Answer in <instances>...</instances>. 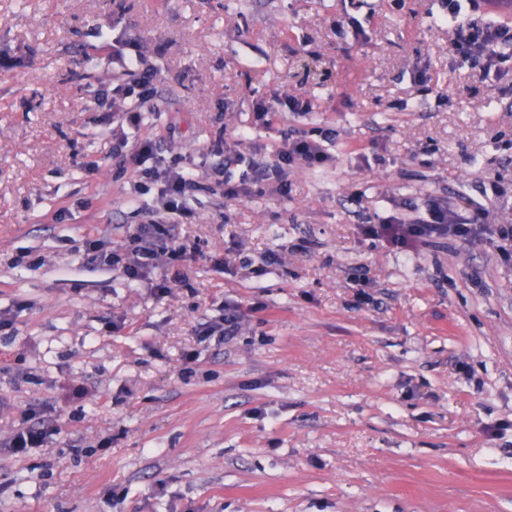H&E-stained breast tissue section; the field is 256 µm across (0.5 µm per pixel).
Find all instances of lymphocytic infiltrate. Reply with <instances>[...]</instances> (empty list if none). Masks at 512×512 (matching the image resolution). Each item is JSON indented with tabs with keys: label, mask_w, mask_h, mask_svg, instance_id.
I'll list each match as a JSON object with an SVG mask.
<instances>
[{
	"label": "lymphocytic infiltrate",
	"mask_w": 512,
	"mask_h": 512,
	"mask_svg": "<svg viewBox=\"0 0 512 512\" xmlns=\"http://www.w3.org/2000/svg\"><path fill=\"white\" fill-rule=\"evenodd\" d=\"M443 21L455 33L452 52L470 60L481 75L499 70L512 59L501 51L503 45L512 43L511 26L494 20L472 24L462 11L461 0H448V12ZM124 66L128 81L104 89L102 95L117 104L113 118L137 128L143 123L144 110L153 106L158 72L139 50L125 60ZM112 155L117 158L120 171L132 169L139 173V190H155L157 211L189 213L191 202L203 189L192 170L175 163L165 164L151 138L142 137L132 143L120 140L113 146ZM330 160L318 141L301 133H287L275 160L257 164L256 171L259 181H271L283 188L287 185L290 167L301 164L312 169ZM469 211V217H462L449 208L447 200L434 198L429 201L425 216L413 219L394 213L382 218L380 223L364 225L361 232L365 237L384 240L391 249L410 255L418 245L433 239L467 243L491 230L499 239V250L512 255V224L490 225V213L481 206H470ZM83 255L90 260L101 259L119 270L127 283L150 284L154 294L163 297L173 287L187 285L185 267L194 259L196 247L171 236L167 225L150 218L139 225L126 252L118 254L107 250L103 241L87 240L83 243Z\"/></svg>",
	"instance_id": "lymphocytic-infiltrate-1"
}]
</instances>
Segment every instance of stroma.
I'll return each mask as SVG.
<instances>
[{
    "label": "stroma",
    "instance_id": "stroma-1",
    "mask_svg": "<svg viewBox=\"0 0 512 512\" xmlns=\"http://www.w3.org/2000/svg\"><path fill=\"white\" fill-rule=\"evenodd\" d=\"M447 11L0 0V512H512V260L444 240L407 257L360 230L432 196L512 224V68L479 81ZM116 40L160 73L137 131L97 104L126 79ZM287 96L310 111L256 123ZM243 129L233 182L287 129L333 130L332 160L289 170L287 194L169 215L199 252L166 297L79 253L125 248L155 203L105 161L116 138L209 185L217 135ZM228 305L238 335L199 341ZM31 408L53 433L13 453ZM282 107L292 112L304 113L309 109V101L303 97L288 96L285 98H276L272 101H261L256 105V116L263 124L269 123L276 112L281 111Z\"/></svg>",
    "mask_w": 512,
    "mask_h": 512
}]
</instances>
